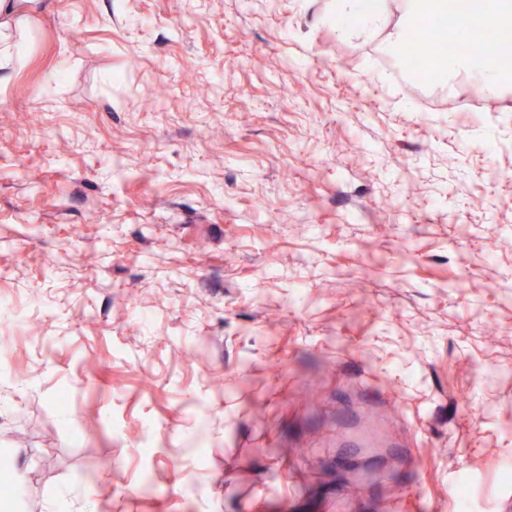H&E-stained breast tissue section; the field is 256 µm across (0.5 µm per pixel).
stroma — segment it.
Segmentation results:
<instances>
[{
  "mask_svg": "<svg viewBox=\"0 0 512 512\" xmlns=\"http://www.w3.org/2000/svg\"><path fill=\"white\" fill-rule=\"evenodd\" d=\"M332 2L28 0L0 512H512V90ZM385 9L382 0H336V26L349 38L366 36L379 25Z\"/></svg>",
  "mask_w": 512,
  "mask_h": 512,
  "instance_id": "stroma-1",
  "label": "stroma"
}]
</instances>
